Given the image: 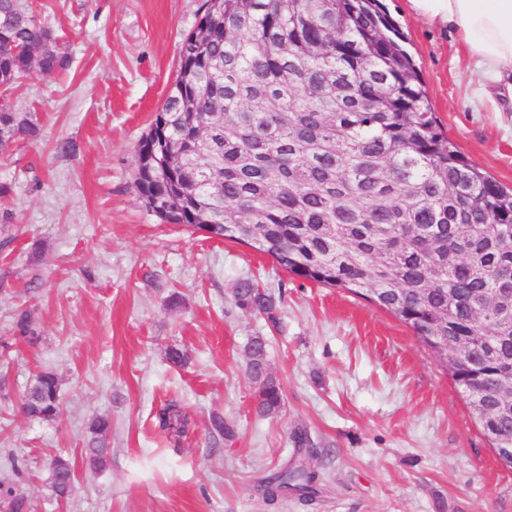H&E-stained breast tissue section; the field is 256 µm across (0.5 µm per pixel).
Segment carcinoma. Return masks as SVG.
Here are the masks:
<instances>
[{
	"instance_id": "1",
	"label": "carcinoma",
	"mask_w": 512,
	"mask_h": 512,
	"mask_svg": "<svg viewBox=\"0 0 512 512\" xmlns=\"http://www.w3.org/2000/svg\"><path fill=\"white\" fill-rule=\"evenodd\" d=\"M203 0L196 31L182 40L178 74L136 154V188L162 221L246 244L289 273L369 299L432 339L470 344L453 379L486 404L482 427L512 446L511 412L497 384L512 379V330L478 317L499 291L512 298V188L461 154L440 129L404 37L382 0ZM33 13L0 0V88L21 76L52 78L71 59L43 39ZM39 127L0 107V155ZM253 224L258 235L239 230ZM239 307L276 319L279 300L250 280ZM476 336L491 337L478 346ZM266 341L247 347L257 412L284 404L268 371ZM22 411L54 421L59 380L45 371ZM179 438L178 401L155 414ZM111 421L94 417L81 453L100 472ZM52 495L69 496L75 464L50 463ZM315 473L291 463L262 480L267 503L316 496Z\"/></svg>"
}]
</instances>
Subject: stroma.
Listing matches in <instances>:
<instances>
[{
    "label": "stroma",
    "instance_id": "1",
    "mask_svg": "<svg viewBox=\"0 0 512 512\" xmlns=\"http://www.w3.org/2000/svg\"><path fill=\"white\" fill-rule=\"evenodd\" d=\"M70 69L28 75L0 105L40 132L0 157V483L26 512H512L503 467L468 400L413 330L358 295L311 283L252 247L162 222L135 187L136 150L176 78L202 0H20ZM407 38L438 123L472 163L512 186V112L474 93L449 27L383 0ZM244 279L280 300L277 320L238 307ZM180 304L171 307V294ZM27 311L37 341H15ZM267 342L284 406L259 416L246 347ZM187 352L179 368L169 347ZM60 383L55 421L24 416L36 375ZM178 397L192 425L162 443L154 414ZM232 438L210 434L212 416ZM96 416L112 422L103 471L78 460ZM305 430L309 451L291 435ZM75 461L52 497L51 458ZM301 458L313 502L266 503L263 478Z\"/></svg>",
    "mask_w": 512,
    "mask_h": 512
}]
</instances>
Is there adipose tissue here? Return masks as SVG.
Here are the masks:
<instances>
[{
    "label": "adipose tissue",
    "instance_id": "adipose-tissue-1",
    "mask_svg": "<svg viewBox=\"0 0 512 512\" xmlns=\"http://www.w3.org/2000/svg\"><path fill=\"white\" fill-rule=\"evenodd\" d=\"M411 13L430 24L457 28L480 83L512 94V0H408Z\"/></svg>",
    "mask_w": 512,
    "mask_h": 512
}]
</instances>
